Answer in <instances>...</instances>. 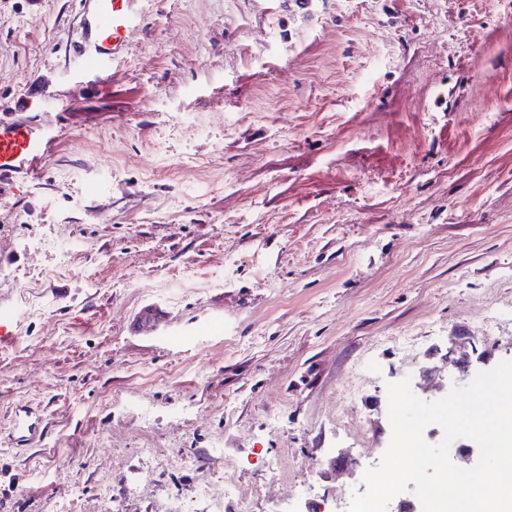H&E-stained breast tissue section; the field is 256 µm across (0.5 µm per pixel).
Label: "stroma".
<instances>
[{"mask_svg":"<svg viewBox=\"0 0 512 512\" xmlns=\"http://www.w3.org/2000/svg\"><path fill=\"white\" fill-rule=\"evenodd\" d=\"M141 6L99 88L79 0H0V112L67 105L0 211V512H335L387 384L512 360V0ZM169 320L168 311L160 305L145 306L133 320L131 328L136 333L153 334L158 332Z\"/></svg>","mask_w":512,"mask_h":512,"instance_id":"obj_1","label":"stroma"}]
</instances>
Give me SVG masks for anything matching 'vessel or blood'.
Returning a JSON list of instances; mask_svg holds the SVG:
<instances>
[{"instance_id":"1","label":"vessel or blood","mask_w":512,"mask_h":512,"mask_svg":"<svg viewBox=\"0 0 512 512\" xmlns=\"http://www.w3.org/2000/svg\"><path fill=\"white\" fill-rule=\"evenodd\" d=\"M138 0H81L79 12L82 41L75 51V63L91 83L101 86L112 79L113 70L124 62L132 35L144 15ZM65 102L44 87L21 94L13 111L0 113V198L15 193L19 184L29 182L39 163L45 160L59 132L49 125L47 114L63 117ZM169 320L160 305L145 306L133 320L134 332L153 334Z\"/></svg>"}]
</instances>
